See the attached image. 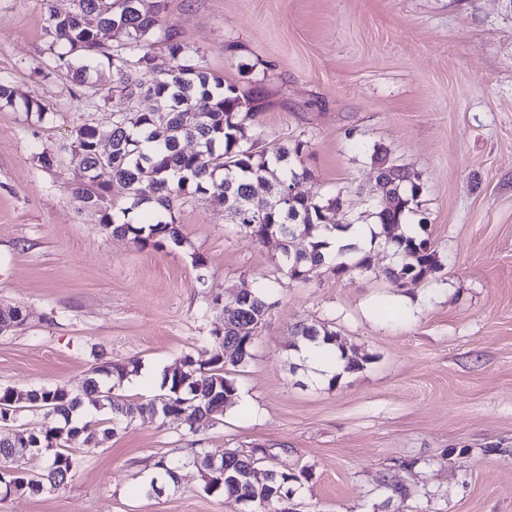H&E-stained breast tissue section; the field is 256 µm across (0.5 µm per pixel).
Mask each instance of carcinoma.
Segmentation results:
<instances>
[{"mask_svg": "<svg viewBox=\"0 0 512 512\" xmlns=\"http://www.w3.org/2000/svg\"><path fill=\"white\" fill-rule=\"evenodd\" d=\"M73 11L60 14L49 10L47 33L50 50L71 74L81 95L90 96L100 85L89 78L91 62L105 59L112 65L111 89L129 87L145 91L155 106L140 112L120 99L112 103L116 118L110 125L83 124L73 132L72 145L81 149L79 173L71 184L72 192L85 204L103 211V228L117 237H128L135 244L160 246L166 240L179 244L182 235L174 209L194 195H202L224 206L231 223L261 241L277 239L281 249L280 270L295 282L309 281L323 266L334 263L343 276L373 271L371 251L350 244L330 250L328 235L340 227L336 213L343 210L342 192L324 195L304 192L300 186L313 180L302 166L307 148L297 140L288 147L269 149L263 145L262 131L255 124L254 100L233 84L209 72L202 61L189 55L172 29L164 30V41L171 66L157 69L151 52V36L161 27L164 0H115L118 6L108 10L102 0H74ZM112 34L103 43L98 33ZM153 74L152 82L142 80V72ZM107 140L110 153L100 160L97 145ZM192 141L197 151L190 153L182 142ZM353 149L370 156L378 165V201L370 213L377 230L370 243L393 250L396 261L382 270L397 282L416 281L441 271L443 264L427 234L424 219L409 225L406 233L390 236L391 227L406 223L419 211L424 191L421 174L407 165L397 164L380 147L355 143ZM126 189L129 206L120 208L124 220L117 222L108 212L104 193L112 183ZM297 238L308 241L304 250L292 249ZM276 305L269 288L241 291L240 298L223 307L224 333L206 339L211 347L210 368L194 366L180 373L164 374L161 395L168 400L174 415L182 418L189 433L195 435L224 415V403L237 390L224 366H240L251 359L252 344H244L257 324L263 322ZM296 335L303 342L322 340L339 352L343 371L364 367L370 358L353 346L336 343V331L324 324L301 326ZM141 370L140 361L107 362L92 368L85 390L100 392L95 409H107L112 424L132 421L138 416L154 415L153 401L129 400L118 393L130 375ZM24 408H41L48 416L39 434L30 435L31 457L41 458L30 472L5 469L0 486L10 489L25 479L39 494L42 488L63 487L80 464L73 450L79 443L88 448L96 443L87 428L73 420L82 400L64 389H33L25 394ZM226 476L214 475L205 491L229 494L254 501L253 512H273L279 500L292 495L291 484L298 476L279 471L274 480L259 483L248 480L244 471L256 464L251 454L224 450L220 455Z\"/></svg>", "mask_w": 512, "mask_h": 512, "instance_id": "1", "label": "carcinoma"}]
</instances>
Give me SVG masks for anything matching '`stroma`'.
I'll return each mask as SVG.
<instances>
[{
	"label": "stroma",
	"instance_id": "1",
	"mask_svg": "<svg viewBox=\"0 0 512 512\" xmlns=\"http://www.w3.org/2000/svg\"><path fill=\"white\" fill-rule=\"evenodd\" d=\"M73 8L0 0V78L46 108L0 107V308L23 313L0 333V389L78 393L105 361L204 363L238 290L267 287L279 303L247 365L225 369L247 404L195 435L147 416L105 437V412L84 398L96 447L65 486L0 498V512H250L205 492L191 465L146 493L161 456L197 446L299 474L291 512H512V0H165L163 26L253 95L266 146L307 142L315 190L343 192L359 223L377 169L354 142L421 173L443 269L403 285L381 276L384 249L371 273L289 280L276 240L250 237L199 196L175 212L182 244L140 247L103 230L101 210L70 190L69 145L109 109L79 97L48 49V11ZM45 150L59 156L53 168L38 161ZM314 323L369 363L314 381L293 348L295 326Z\"/></svg>",
	"mask_w": 512,
	"mask_h": 512
}]
</instances>
